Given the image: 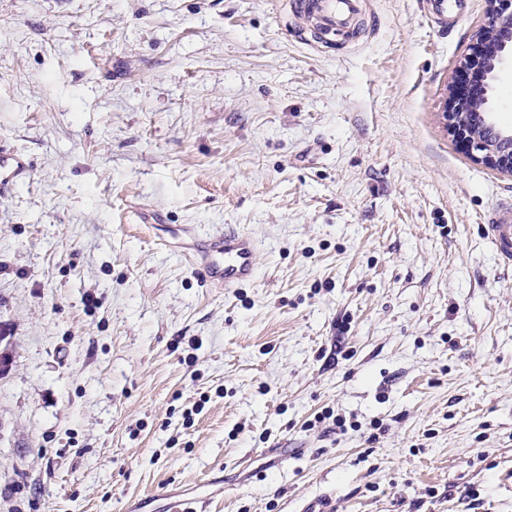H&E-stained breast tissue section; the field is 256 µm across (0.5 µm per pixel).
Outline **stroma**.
I'll return each mask as SVG.
<instances>
[{"label": "stroma", "instance_id": "1", "mask_svg": "<svg viewBox=\"0 0 512 512\" xmlns=\"http://www.w3.org/2000/svg\"><path fill=\"white\" fill-rule=\"evenodd\" d=\"M354 46L288 0H0V512H512V177L441 122L488 16L369 0ZM159 226L133 223L131 205ZM259 243L241 289L170 248ZM352 428H309L325 410ZM379 422L371 431V422ZM429 16L440 28L454 27L462 17L464 0H425ZM32 166L22 153L0 143V197H7L21 182L30 177ZM488 244L498 265L512 271V201L498 202L484 216ZM158 494L150 498L163 500V512H209L210 498L204 495L188 497L185 494L170 487H160Z\"/></svg>", "mask_w": 512, "mask_h": 512}]
</instances>
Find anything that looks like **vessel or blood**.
<instances>
[{
  "mask_svg": "<svg viewBox=\"0 0 512 512\" xmlns=\"http://www.w3.org/2000/svg\"><path fill=\"white\" fill-rule=\"evenodd\" d=\"M429 16L440 27L455 26L464 0H425ZM291 13L306 23L305 31L320 42L336 38L353 42L360 38L365 0H290ZM32 166L22 153L0 144V197H7L30 177ZM488 244L499 266L512 271V201L498 202L484 216ZM179 247L192 261L200 281L212 288H240L254 281L259 244L249 233L232 225L203 234L194 226L183 229ZM164 512H208L210 499L186 496L171 487L159 488Z\"/></svg>",
  "mask_w": 512,
  "mask_h": 512,
  "instance_id": "obj_1",
  "label": "vessel or blood"
}]
</instances>
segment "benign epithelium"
Wrapping results in <instances>:
<instances>
[{"mask_svg": "<svg viewBox=\"0 0 512 512\" xmlns=\"http://www.w3.org/2000/svg\"><path fill=\"white\" fill-rule=\"evenodd\" d=\"M504 0H486L488 25L480 31L476 40L488 44L487 53L480 58L466 57L461 65H476L486 72V86L481 90L484 95L482 108L469 110L474 99L459 103L451 112L443 113L447 131L468 138L473 150L479 153L478 159L489 167L512 176V128L500 125L495 119L492 104V90L501 67L512 63V35L507 38L496 36V42H489V32L509 29L512 31V12H506ZM480 118L485 125L493 129L489 139L473 136L475 119Z\"/></svg>", "mask_w": 512, "mask_h": 512, "instance_id": "7a95c632", "label": "benign epithelium"}]
</instances>
